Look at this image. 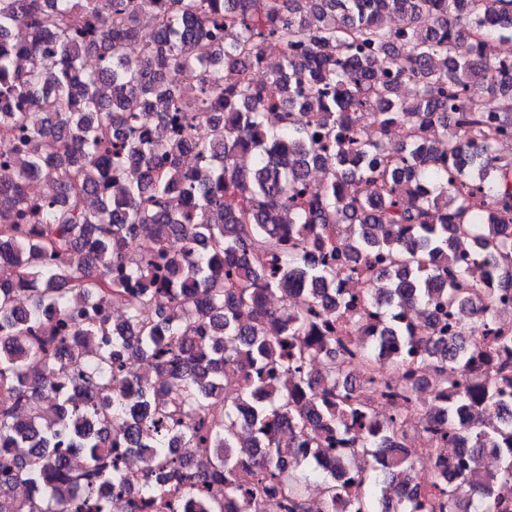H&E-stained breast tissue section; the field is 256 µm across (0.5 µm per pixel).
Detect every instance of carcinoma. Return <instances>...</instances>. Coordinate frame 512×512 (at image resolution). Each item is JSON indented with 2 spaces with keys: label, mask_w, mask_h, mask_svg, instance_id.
I'll return each instance as SVG.
<instances>
[{
  "label": "carcinoma",
  "mask_w": 512,
  "mask_h": 512,
  "mask_svg": "<svg viewBox=\"0 0 512 512\" xmlns=\"http://www.w3.org/2000/svg\"><path fill=\"white\" fill-rule=\"evenodd\" d=\"M144 13L157 18L148 34ZM494 39L512 41V0H0V151L28 154L0 179V483L33 491L0 512H141L155 500L224 512L219 484L238 512H261L270 494L282 512H309L302 469L320 470L325 434L370 457L404 434L409 364L439 372L511 350L489 323L490 284L512 288V239L473 204L512 224V159L496 148L512 134V73ZM273 52L276 99L248 78ZM226 70L241 78L224 84ZM49 137L56 194L36 201L26 183ZM188 152L200 160L190 171ZM173 193L193 211H176ZM458 235L480 248L458 255ZM341 262L348 280L387 265L364 319L403 349L394 378L370 377L372 346L343 351L394 406L380 439L354 432L377 421L331 359L351 302L336 287ZM129 286L155 316L122 304ZM17 287L32 293L24 310ZM435 299L463 334L409 330L407 311ZM139 359L151 380L135 378ZM228 363L244 369L235 387ZM471 388L445 380L448 411ZM481 388L496 402L508 382ZM464 437L474 453L504 449L497 478L475 480L478 512H501L512 424L474 420ZM70 448L84 469L60 463ZM416 463L399 453L392 467L408 478ZM322 485L330 509L382 507L376 469L325 472ZM456 502L441 475L393 512Z\"/></svg>",
  "instance_id": "1"
}]
</instances>
